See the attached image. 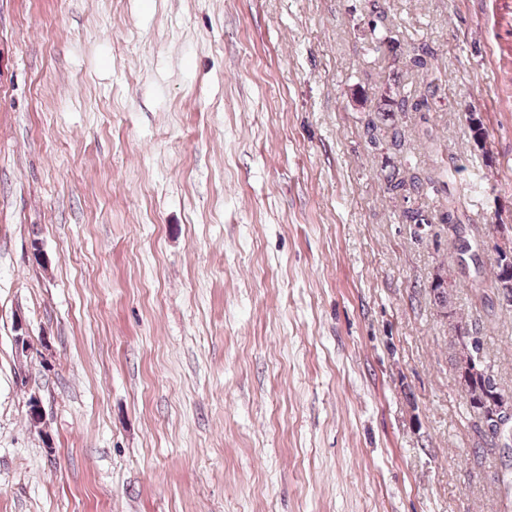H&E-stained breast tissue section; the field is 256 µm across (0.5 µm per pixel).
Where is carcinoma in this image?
Returning <instances> with one entry per match:
<instances>
[{
    "label": "carcinoma",
    "instance_id": "obj_1",
    "mask_svg": "<svg viewBox=\"0 0 512 512\" xmlns=\"http://www.w3.org/2000/svg\"><path fill=\"white\" fill-rule=\"evenodd\" d=\"M369 21L371 42L373 51L377 52L386 42V37L381 35L386 28L388 14L379 0H371ZM437 57L433 49L420 43L411 47L405 56L406 66L416 75L421 77L423 93L414 97L399 92L387 96L386 102L391 112H399L406 115L410 112H419L428 106L440 91L438 78L435 77ZM363 133L367 142L372 145H384L394 155H400L405 148V129L396 122L384 123V118L379 112H367L363 118ZM388 194L400 197L404 200L428 197L435 191L434 181L430 178L423 179L415 173H405L399 169H393L383 175ZM401 223L420 225L428 223V220L419 207H408L398 215ZM493 283L497 296L506 303H512V251L507 253L500 251L493 264ZM453 331V369L456 377H461L460 371L470 362H476L482 372L474 373L461 388L465 391L470 408L476 413L477 419L485 420L488 424L496 423L497 408L503 402H512V396L507 394L497 381L492 365L487 361L484 351V336L480 327L472 325L464 327L456 323ZM487 448H499L501 466L505 470L512 468V442L502 440L496 435H481L474 448L475 454L484 452Z\"/></svg>",
    "mask_w": 512,
    "mask_h": 512
}]
</instances>
